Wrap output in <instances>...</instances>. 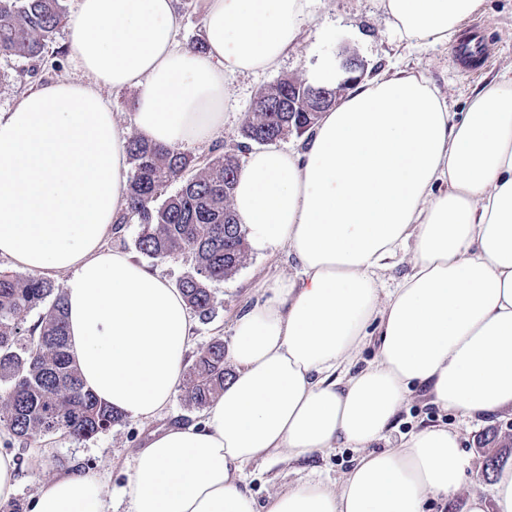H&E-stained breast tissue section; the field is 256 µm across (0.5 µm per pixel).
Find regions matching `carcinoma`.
I'll return each mask as SVG.
<instances>
[{"mask_svg": "<svg viewBox=\"0 0 512 512\" xmlns=\"http://www.w3.org/2000/svg\"><path fill=\"white\" fill-rule=\"evenodd\" d=\"M66 18L64 0H0V57L32 61L42 56ZM317 112L288 111V80L256 95L237 151L211 156L204 165L141 136L127 142L132 165L124 220L141 230L136 249L160 262L185 266L175 287L191 314L207 321L212 285L243 264L246 238L231 207L240 169L239 153L288 131H309ZM175 193L162 197L166 188ZM38 311L36 322L27 316ZM232 374L224 340L201 347L186 369L183 400L202 410L213 404ZM81 383L68 343L65 295L54 282L34 274L0 269V423L22 442L64 431L80 441L121 421Z\"/></svg>", "mask_w": 512, "mask_h": 512, "instance_id": "cac0c4a2", "label": "carcinoma"}]
</instances>
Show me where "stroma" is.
Here are the masks:
<instances>
[{"instance_id": "35a3bbf8", "label": "stroma", "mask_w": 512, "mask_h": 512, "mask_svg": "<svg viewBox=\"0 0 512 512\" xmlns=\"http://www.w3.org/2000/svg\"><path fill=\"white\" fill-rule=\"evenodd\" d=\"M315 20L304 26L300 40L272 71L244 74L234 78L229 86L225 107L226 122L216 142L233 148L257 93L286 76L306 77L322 63L337 65V80H344L339 68L343 55L356 56L368 73L388 66L425 76L447 100L451 111H466L469 101L482 86L496 76L512 73V0H486L483 13L474 21L482 27L492 50L487 66L478 74L466 73L453 57L448 44L415 46L399 40L383 0H317ZM68 27H61L55 42L45 56L37 61H16L0 58V113L9 111L26 92L57 80H84L85 75L66 51ZM293 262L282 250L248 248L239 270L212 287L215 315L210 322H194L189 337V352H196L211 339L231 341L232 326L240 314L261 298L265 285L291 275ZM205 413L186 406L181 395H174L166 409L151 420L124 419L109 431L89 441H75L55 434L36 442L21 443L0 425V451L14 454L18 463L20 486L15 503L28 506L40 481L74 469L98 472L106 488L107 512H129L126 495L132 459L144 447L146 439L158 430L203 422ZM459 424L463 452L475 468L469 476L471 486L489 492L491 480L484 474V440L494 437L501 461L512 460V410H507L490 423H458L453 413L429 404L416 394L404 406L396 429L388 436L397 441L402 435L425 425ZM249 488L258 501L285 489L296 474L287 458L274 462H253L245 467Z\"/></svg>"}]
</instances>
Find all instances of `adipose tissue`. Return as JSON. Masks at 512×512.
<instances>
[{
    "instance_id": "adipose-tissue-1",
    "label": "adipose tissue",
    "mask_w": 512,
    "mask_h": 512,
    "mask_svg": "<svg viewBox=\"0 0 512 512\" xmlns=\"http://www.w3.org/2000/svg\"><path fill=\"white\" fill-rule=\"evenodd\" d=\"M486 0H383L400 38L448 43ZM314 0H204V47L177 42L173 0H78L68 50L89 83L53 81L0 113V257L67 273L70 351L85 390L148 420L171 401L192 317L178 291L106 241L126 208L127 138L102 91L132 88L140 135L170 148L224 128L236 76L278 67ZM232 209L294 276L233 324L224 391L199 426L153 433L133 458L131 512H427L463 490L456 430L386 439L409 396L465 420L512 410V78L450 112L425 78L353 84L302 149L248 151ZM411 271L381 285L399 251ZM375 344V360L359 355ZM334 448L336 484L302 477L258 505L244 468ZM467 512H512V462ZM31 512H104L103 482L40 483Z\"/></svg>"
}]
</instances>
